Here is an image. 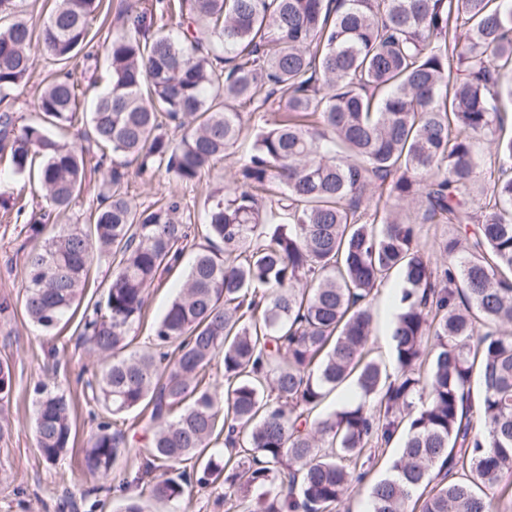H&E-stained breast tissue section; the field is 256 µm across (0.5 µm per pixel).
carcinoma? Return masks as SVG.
Returning <instances> with one entry per match:
<instances>
[{"label":"carcinoma","mask_w":512,"mask_h":512,"mask_svg":"<svg viewBox=\"0 0 512 512\" xmlns=\"http://www.w3.org/2000/svg\"><path fill=\"white\" fill-rule=\"evenodd\" d=\"M20 0H0V161L38 181L36 240L22 256L23 309L49 332L78 308L94 261L104 297L82 315L102 359L87 381L106 412L85 451L111 475L130 452L116 419L146 440L114 490L157 502L222 483L240 512H336L392 442L367 512H512V0H145L107 41V86L78 112L69 75L16 122L12 91L33 44L60 64L90 43L103 0H55L38 38ZM177 15L178 36L157 20ZM281 118L249 127L232 103ZM81 126L88 146L57 140ZM244 137L232 184L208 195L203 224L172 193L140 208L141 175L199 182ZM489 151L482 154L481 143ZM108 170L86 224H56L85 183L84 153ZM411 202L400 215L371 204ZM420 224H452L424 260ZM194 252L182 285L132 348L147 289ZM396 278L394 372L374 354L372 303ZM224 391L207 381L215 360ZM353 402L322 415L332 391ZM45 460L73 446L71 401L37 388ZM482 429L474 430L473 414ZM224 439L227 455L208 453Z\"/></svg>","instance_id":"1"}]
</instances>
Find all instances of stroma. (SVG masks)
Masks as SVG:
<instances>
[{
	"mask_svg": "<svg viewBox=\"0 0 512 512\" xmlns=\"http://www.w3.org/2000/svg\"><path fill=\"white\" fill-rule=\"evenodd\" d=\"M56 69V62L36 54L29 77L13 92L11 107L16 115L33 117L38 92ZM240 156V151H232L199 183L188 187L163 175L145 180L131 165L126 169L125 189L133 203L143 207L168 193H179L200 220L210 188L230 181ZM26 223L16 206H0V299H9L15 306L13 314L0 317V362L9 363L12 369L10 399L0 407V512H120L122 497L113 489H101L100 478L83 462V450L103 411L85 386L101 362L81 336L80 318L75 315L62 321L48 335L28 322L20 306L24 270L14 253L27 242ZM179 280L174 273L149 288L146 317L135 332V348H149L150 327L176 295ZM42 381L64 390L74 409V447L54 464L44 459L34 429L36 388Z\"/></svg>",
	"mask_w": 512,
	"mask_h": 512,
	"instance_id": "obj_1",
	"label": "stroma"
}]
</instances>
